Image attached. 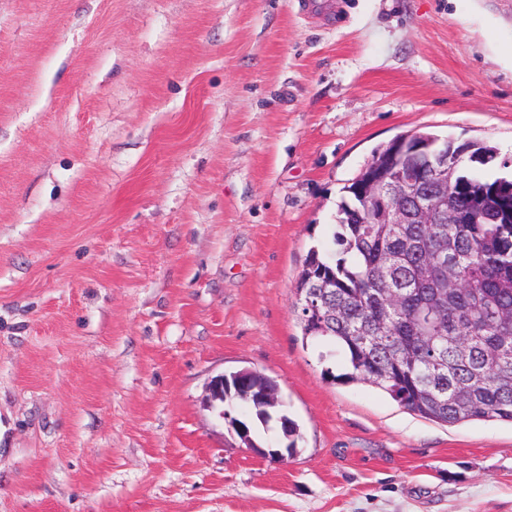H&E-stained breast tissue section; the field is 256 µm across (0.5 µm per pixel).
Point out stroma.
<instances>
[{
	"label": "stroma",
	"instance_id": "stroma-1",
	"mask_svg": "<svg viewBox=\"0 0 512 512\" xmlns=\"http://www.w3.org/2000/svg\"><path fill=\"white\" fill-rule=\"evenodd\" d=\"M0 0V512H512V424L339 381L296 285L412 130L512 173V0ZM276 380L260 457L204 405Z\"/></svg>",
	"mask_w": 512,
	"mask_h": 512
}]
</instances>
